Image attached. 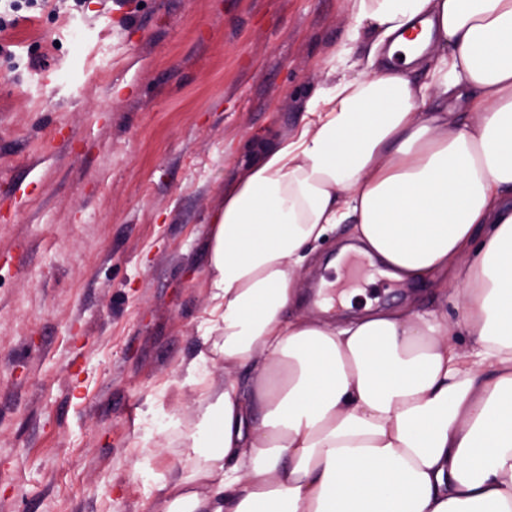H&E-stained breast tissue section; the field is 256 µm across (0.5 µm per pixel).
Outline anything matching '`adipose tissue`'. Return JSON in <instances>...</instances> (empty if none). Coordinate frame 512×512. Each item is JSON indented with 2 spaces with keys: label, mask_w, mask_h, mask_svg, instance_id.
<instances>
[{
  "label": "adipose tissue",
  "mask_w": 512,
  "mask_h": 512,
  "mask_svg": "<svg viewBox=\"0 0 512 512\" xmlns=\"http://www.w3.org/2000/svg\"><path fill=\"white\" fill-rule=\"evenodd\" d=\"M346 2L296 129L257 145L211 214L185 379L229 372L159 512H512V0ZM339 224L392 279L455 284L459 320L298 314Z\"/></svg>",
  "instance_id": "1"
}]
</instances>
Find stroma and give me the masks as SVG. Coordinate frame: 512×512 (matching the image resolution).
<instances>
[{
    "label": "stroma",
    "instance_id": "1",
    "mask_svg": "<svg viewBox=\"0 0 512 512\" xmlns=\"http://www.w3.org/2000/svg\"><path fill=\"white\" fill-rule=\"evenodd\" d=\"M352 23L345 0H39L0 33V512H155L184 473L211 212ZM353 265L381 308H436Z\"/></svg>",
    "mask_w": 512,
    "mask_h": 512
}]
</instances>
